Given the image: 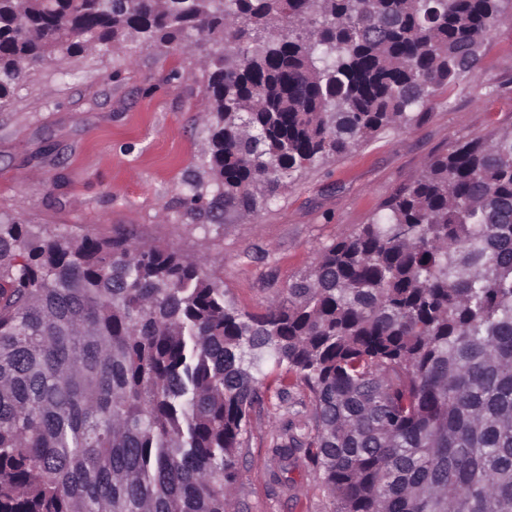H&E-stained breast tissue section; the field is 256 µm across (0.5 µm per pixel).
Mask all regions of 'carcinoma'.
Segmentation results:
<instances>
[{"label":"carcinoma","mask_w":512,"mask_h":512,"mask_svg":"<svg viewBox=\"0 0 512 512\" xmlns=\"http://www.w3.org/2000/svg\"><path fill=\"white\" fill-rule=\"evenodd\" d=\"M507 0H0L23 71L128 41L207 52L214 220L424 108ZM273 367L309 391L332 512H512V129L451 146L264 313L172 246L0 218V512H229Z\"/></svg>","instance_id":"obj_1"}]
</instances>
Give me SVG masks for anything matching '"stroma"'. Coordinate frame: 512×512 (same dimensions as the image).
Listing matches in <instances>:
<instances>
[{
    "mask_svg": "<svg viewBox=\"0 0 512 512\" xmlns=\"http://www.w3.org/2000/svg\"><path fill=\"white\" fill-rule=\"evenodd\" d=\"M206 53L128 43L118 52L26 68L0 107V214L33 231L106 235L133 229L146 244L206 260L229 299L265 312L319 250L348 238L435 154L512 128V10L481 49L480 68L429 104L425 120L388 129L348 153L294 174L278 195L221 222L187 209L191 192L215 193L202 158ZM250 415L232 512H330L331 498L303 451L288 461L279 433L313 426L308 389L267 380Z\"/></svg>",
    "mask_w": 512,
    "mask_h": 512,
    "instance_id": "1",
    "label": "stroma"
}]
</instances>
